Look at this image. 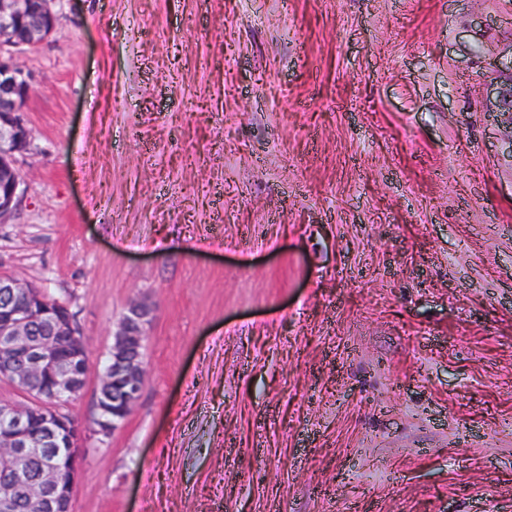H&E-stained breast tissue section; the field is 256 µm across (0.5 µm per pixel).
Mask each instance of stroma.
<instances>
[{
    "label": "stroma",
    "instance_id": "35a3bbf8",
    "mask_svg": "<svg viewBox=\"0 0 512 512\" xmlns=\"http://www.w3.org/2000/svg\"><path fill=\"white\" fill-rule=\"evenodd\" d=\"M0 274L140 397L73 512H512V0H56ZM153 307L145 301L131 302L116 329L107 350L110 369L98 377L93 422L94 432L110 436L130 414L138 400L145 377V360L141 350Z\"/></svg>",
    "mask_w": 512,
    "mask_h": 512
}]
</instances>
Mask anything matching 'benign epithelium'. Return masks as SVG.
Masks as SVG:
<instances>
[{
	"label": "benign epithelium",
	"instance_id": "7a95c632",
	"mask_svg": "<svg viewBox=\"0 0 512 512\" xmlns=\"http://www.w3.org/2000/svg\"><path fill=\"white\" fill-rule=\"evenodd\" d=\"M54 0H0V220L10 215L23 193L15 154L25 150L31 132L21 103L35 91L22 56L43 44L61 24ZM153 307L130 303L107 350L110 369L98 377L94 432L110 436L130 414L145 377L141 350ZM91 373L89 348L74 313L65 303L46 300L36 287L0 277V381L18 398L0 411V466L35 461L55 448L70 454L31 476L23 470L0 483V512H15L20 497L40 512H71L78 475L74 461L85 427L63 411L84 391Z\"/></svg>",
	"mask_w": 512,
	"mask_h": 512
}]
</instances>
